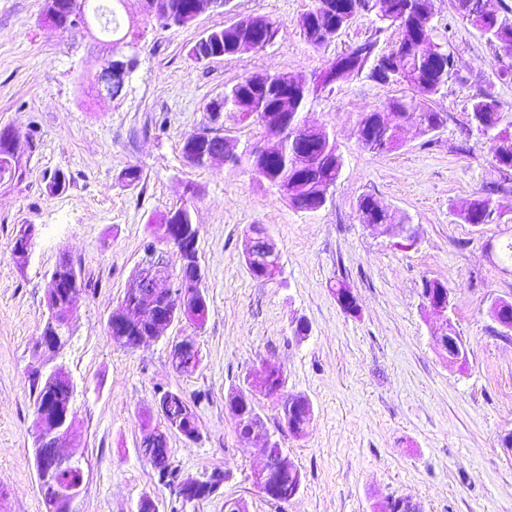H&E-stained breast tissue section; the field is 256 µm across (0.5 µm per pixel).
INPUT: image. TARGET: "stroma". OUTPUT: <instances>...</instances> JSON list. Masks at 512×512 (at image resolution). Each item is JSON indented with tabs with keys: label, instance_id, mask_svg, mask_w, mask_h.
I'll list each match as a JSON object with an SVG mask.
<instances>
[{
	"label": "stroma",
	"instance_id": "35a3bbf8",
	"mask_svg": "<svg viewBox=\"0 0 512 512\" xmlns=\"http://www.w3.org/2000/svg\"><path fill=\"white\" fill-rule=\"evenodd\" d=\"M44 0H0V129L18 142L16 174L0 180V512H47L34 455L29 375L47 320L45 296L60 257L86 287L68 343L55 357L76 390V431L66 449L85 473L74 512H135L151 497L158 512H226L244 499L246 512H379L394 496H411L422 512H512V335H498L491 303L512 300V212L501 223H465L462 203L496 191L512 202V170L491 161L487 143L468 133L472 98L490 91L512 108V52L489 45L455 17L450 0H433V22L449 28L459 60L434 102L448 113L445 129L426 138L408 124L398 148L372 153L358 140L363 113L406 92L367 77L322 89L303 114L334 136L342 174L324 207L292 208L259 181L247 156L267 132L238 113L212 119L208 105L244 77L275 72L321 74L340 54L368 38L393 48L395 29L358 16L337 38L313 49L297 21L312 0H227L194 25L161 28L124 0L122 27L140 34L138 62L121 97L98 93V63L112 44L99 27L61 32L42 20ZM262 16L280 24L266 48L210 62L189 50L203 31ZM230 140L237 166L196 168L182 145L204 128ZM140 169L138 185L122 179ZM63 192L50 194L56 172ZM370 195L404 216L416 240L393 239L362 224ZM189 201L199 226L198 256L209 314L202 328L186 322L135 349L115 344L107 319L146 258L164 250L150 226ZM37 229L26 263L13 255L21 225ZM264 227L280 255L269 278L244 264L250 225ZM444 282L449 313L468 350L466 365L449 364L435 342L438 321L422 302L424 280ZM346 282L358 310L338 303ZM308 326L295 335L297 321ZM194 337L200 364L175 369L169 342ZM280 367L287 393L306 397L313 420L301 436L279 431L282 399L248 386L263 366ZM251 387L267 432L279 436L302 474L299 493L274 502L251 481L264 459L262 438L239 439L229 398ZM193 402L201 435H168L181 477L213 470L230 477L209 498L182 502L158 481L141 442L142 420L163 391Z\"/></svg>",
	"mask_w": 512,
	"mask_h": 512
}]
</instances>
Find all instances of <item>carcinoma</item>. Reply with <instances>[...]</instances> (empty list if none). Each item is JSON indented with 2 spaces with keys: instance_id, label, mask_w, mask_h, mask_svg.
Wrapping results in <instances>:
<instances>
[{
  "instance_id": "1",
  "label": "carcinoma",
  "mask_w": 512,
  "mask_h": 512,
  "mask_svg": "<svg viewBox=\"0 0 512 512\" xmlns=\"http://www.w3.org/2000/svg\"><path fill=\"white\" fill-rule=\"evenodd\" d=\"M320 2L322 0H314L312 8L298 21L303 37L315 49L325 45V42L317 36L318 28L324 21ZM334 2H336V10L332 19L335 22L337 35L358 15L366 12V0H334ZM427 7L428 0H393L394 13L391 17L378 18L380 23L395 27L398 31V42L405 47L397 58L388 60V63L392 65L391 73L395 76V82L407 86L410 95L391 99L383 108L362 115L359 129L363 135L362 147L367 151L382 137L383 121L387 113L405 120L414 114L429 133L439 127L441 113L434 109L433 103L436 96L448 84V78L456 73L458 60L454 53L446 48V42L433 24V17L425 18L421 15V10ZM453 12L475 27L490 44L500 40L512 41V6L506 3L502 4L501 11L488 18L473 15L456 6L453 7ZM210 33L212 37L222 40L224 56H237L246 52V49L240 46V40L244 37L240 22L234 21L213 28ZM364 44L373 49L372 54L354 56L345 52L332 62V66L345 62L353 77L365 73L374 81L388 82L387 77L376 68V60L385 58V53L379 50L377 40L369 38L364 40ZM285 87L291 88L293 93L290 112L298 114L306 109L310 97L316 94L321 83L316 79L310 81L301 75L279 72L267 75L263 87L255 88L250 85V79L245 77L226 88L227 97L212 102L211 106L232 110L235 105H241L246 112L253 114L254 122L262 125L269 134L278 137L284 144V154L277 159H267L255 151L251 152L249 161L252 171L259 180L278 191L295 185L299 175H304L303 183L298 185L297 191L288 197L287 201L296 210L310 211L321 204L322 189L336 185L343 168V157L331 136L318 128L301 124L297 117L287 121L278 130L264 122L265 113L276 106ZM490 97L492 94L487 91L477 93L472 99L470 115L477 119L474 128L489 144L492 160L512 170V142L505 146L495 140L501 125L507 124L512 127V112L504 111L500 103L490 109L484 108V100ZM494 203L493 196L486 194L478 199L477 207L463 213L462 218L468 224H485L487 210ZM359 211L364 216L362 220L364 224L402 223V219L398 218L395 212L379 204L370 195L361 199ZM153 232L162 239L171 237L168 244L179 254L183 265H190L195 253L187 251L185 239L172 234L168 225L163 223L154 225ZM131 295L132 288L129 287L116 309L108 317V335L136 336L154 323L155 316L152 314L135 321L129 319L123 325L113 323V317L127 310ZM30 386L34 394V413L37 417L43 412L50 413L59 404L65 405L71 398L69 387L64 383L57 384L34 378L30 380ZM161 398L171 421L188 422V427L183 429L184 433L199 432L197 418L187 417V410L193 408V405L182 395L165 391ZM295 402L303 403L306 414L288 416V405ZM230 409L240 438L248 439L252 432L264 428V422L256 412L254 403L248 398L246 390L239 389L230 399ZM311 419L312 406L306 398L290 394L283 395V421L289 433L295 436L302 435ZM282 452L284 448L281 442L275 441L270 449L269 459L276 486V491L270 499L276 502L288 501V496L301 481L300 470L293 461L281 462ZM143 453L157 471L159 482L174 489L182 501H190L191 494L179 480L178 470L169 459L168 445H147L143 448ZM76 477L77 474L73 470L58 472L55 490L43 493L48 512H59V499L68 494L75 484Z\"/></svg>"
}]
</instances>
